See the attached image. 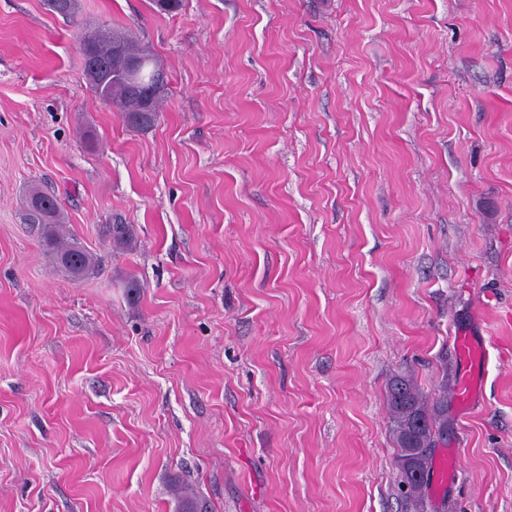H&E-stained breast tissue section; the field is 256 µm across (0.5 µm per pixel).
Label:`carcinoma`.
Returning <instances> with one entry per match:
<instances>
[{
  "instance_id": "1",
  "label": "carcinoma",
  "mask_w": 512,
  "mask_h": 512,
  "mask_svg": "<svg viewBox=\"0 0 512 512\" xmlns=\"http://www.w3.org/2000/svg\"><path fill=\"white\" fill-rule=\"evenodd\" d=\"M98 57L112 68V47L118 43L129 57H154L133 34L119 29H98L89 35ZM155 85L151 111L145 112V88L137 83L113 77L93 92L122 113L126 124L136 130L154 126L168 90V77L159 61H154ZM24 223L39 226L46 251L69 276L84 279L94 273L97 257L81 243L62 231L63 216L57 198L38 190L25 200ZM106 234L116 248H129L134 241L133 226L120 221L106 225ZM388 407L392 434L402 468L423 467L432 473L433 457L442 433L448 429V391L443 390L432 401L426 399L415 380L408 375L394 376L388 385ZM177 512H210L207 503L187 484L173 483Z\"/></svg>"
}]
</instances>
